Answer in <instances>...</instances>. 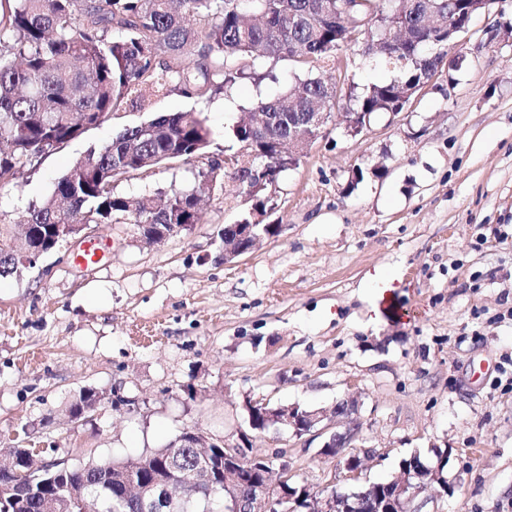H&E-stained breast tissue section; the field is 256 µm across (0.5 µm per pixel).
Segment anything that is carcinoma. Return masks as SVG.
<instances>
[{
	"instance_id": "cac0c4a2",
	"label": "carcinoma",
	"mask_w": 512,
	"mask_h": 512,
	"mask_svg": "<svg viewBox=\"0 0 512 512\" xmlns=\"http://www.w3.org/2000/svg\"><path fill=\"white\" fill-rule=\"evenodd\" d=\"M405 42L394 45L350 26L341 0H0V188L15 185L22 171L54 146L97 125L113 112L138 109L153 97L178 90L205 100L248 79L237 64L289 59L328 60L339 49L378 57L397 71L353 97L347 112L403 111L397 94L448 67V31L425 23L427 12L444 23L462 19V0H394ZM117 29L121 36L110 37ZM322 76L294 77L275 98L259 97L233 127L239 145L263 151L267 171L252 175L259 159L229 156L234 176L215 163L197 173L188 188L130 200L113 192L114 180L164 162H189L206 154L211 130L195 112L159 113L144 126L125 130L90 150L60 176L52 193L33 206L16 233L27 243H45L59 225L196 224L202 188L225 190L230 179L262 213L267 181L288 171L276 147L288 139L298 114L335 110ZM167 446L137 458L138 471L152 480L167 477ZM130 460L54 466L51 488L23 479L11 512H44L56 493L67 512H107L123 491Z\"/></svg>"
}]
</instances>
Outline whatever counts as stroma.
Segmentation results:
<instances>
[{
	"mask_svg": "<svg viewBox=\"0 0 512 512\" xmlns=\"http://www.w3.org/2000/svg\"><path fill=\"white\" fill-rule=\"evenodd\" d=\"M455 67L379 114L365 137L332 116L272 193L273 234L232 260L225 225L244 197L215 193L191 230L145 243L131 224L100 225L92 265L80 244L0 277V449L53 448L75 467L136 458L182 430L280 456L294 481L350 493L420 454L444 461L448 491L430 512H512V0L475 15ZM207 101L178 92L121 110L42 157L0 189V243L58 177L93 147L159 112L196 111L212 132L205 157L113 183L132 199L193 183L239 149L232 127L260 96L279 94L289 60L254 63ZM337 82L390 79L355 68L351 51L309 64ZM360 182H353L355 172ZM386 268L395 299L370 310L368 276ZM93 391V410L72 405ZM354 397L371 449L358 478L320 455V440L249 431L247 406L331 410Z\"/></svg>",
	"mask_w": 512,
	"mask_h": 512,
	"instance_id": "obj_1",
	"label": "stroma"
}]
</instances>
